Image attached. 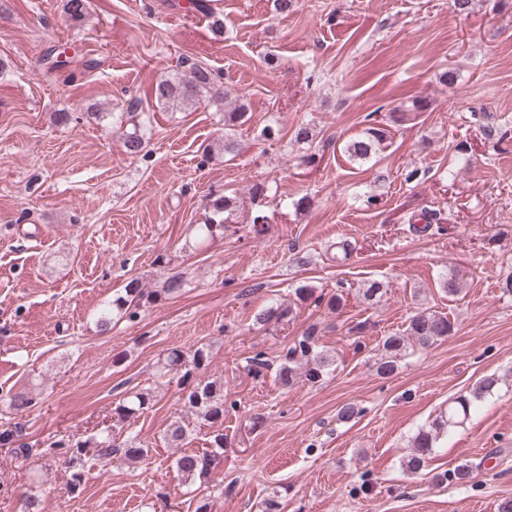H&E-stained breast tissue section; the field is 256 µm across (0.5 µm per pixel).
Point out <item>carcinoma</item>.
<instances>
[{
  "label": "carcinoma",
  "instance_id": "carcinoma-1",
  "mask_svg": "<svg viewBox=\"0 0 512 512\" xmlns=\"http://www.w3.org/2000/svg\"><path fill=\"white\" fill-rule=\"evenodd\" d=\"M188 8L199 11L212 19L213 31L217 34L224 32V22L216 16L211 0H188ZM64 12L67 19L75 24L85 21L87 15V0H65ZM154 100L167 107L192 108L202 101H207L224 112V138L216 145H208L203 150V156L211 158L219 150L225 155H236L238 142L235 128L247 121V108L242 102L228 104L229 92L223 77L201 64L190 66L186 73L177 72L174 75L160 76L151 88ZM120 123H129L131 128L122 132L125 153L137 158L143 156L146 148L143 129L151 123V117H142L139 112L120 113L117 117ZM385 132L379 127H369L362 135L348 142L345 153L352 161H364L371 158L379 150L384 140ZM211 215L207 223L200 225V232L206 239H213L224 234L225 224L235 210L234 199L219 196L211 200ZM185 282L178 275H171L164 281L159 290L142 286L137 279L129 281L124 293L117 295L96 315V326L105 332L115 321L123 317L135 316V309L142 305L156 302L162 295L171 296L184 288ZM289 309L281 304L272 305L256 315V322L267 325L271 321H280ZM453 323L448 316L422 310L409 318L407 327L401 332L391 333L382 337L378 343L380 357L376 359V372L382 377H388L398 369V362L409 347L426 349L451 335ZM320 336L316 326H310L297 340L284 349L282 363L275 372V378L284 387L293 383L294 378L301 374L310 383H317L329 373L331 366L329 358L320 349ZM210 364V348L202 344L192 353L186 354L179 349L169 351L160 362L159 371L166 376L171 373L179 375L180 384L185 390V403L194 409V414L210 423L224 419V384L217 381H205L198 374ZM497 384L495 376L482 378L466 395L454 398L448 405V412L432 423L430 428H422L413 438L412 451L404 461V467L411 473L421 471L429 460L434 441L444 427H452L467 419L477 402L491 393ZM154 391L144 388L129 393L114 409L113 414L121 420H126L143 413L153 405ZM9 411L22 415L33 406V391L20 389L9 391L5 395ZM23 428L20 423L9 426L0 432V445L11 449L17 457L29 458L32 449L22 441ZM190 436L189 425L175 422L164 435V443L169 448H181ZM57 447L63 449V455L68 463L74 466L83 465L86 456L99 466L104 467L114 457L125 458L129 461H143L149 457L150 448L137 442L134 436L121 440L116 436L106 434H91L85 438L65 439L57 442ZM224 453V433L216 431L212 435L210 448L203 452H182L175 457L173 465L184 480L207 474L215 464L217 456ZM472 474V465L464 463L454 470L437 476L439 482H464Z\"/></svg>",
  "mask_w": 512,
  "mask_h": 512
}]
</instances>
